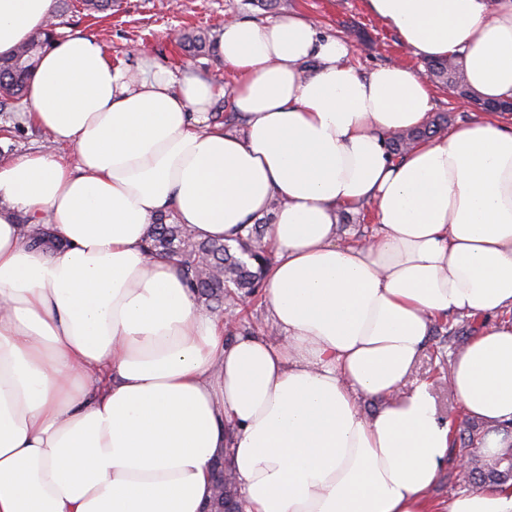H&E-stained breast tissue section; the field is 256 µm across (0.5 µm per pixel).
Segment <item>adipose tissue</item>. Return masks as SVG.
I'll use <instances>...</instances> for the list:
<instances>
[{
  "instance_id": "ef3b65f1",
  "label": "adipose tissue",
  "mask_w": 512,
  "mask_h": 512,
  "mask_svg": "<svg viewBox=\"0 0 512 512\" xmlns=\"http://www.w3.org/2000/svg\"><path fill=\"white\" fill-rule=\"evenodd\" d=\"M367 2L415 56L463 54L480 99H512V0ZM53 8L0 0V57ZM213 48L244 134L211 124L206 76L145 57L130 78L78 32L29 81L22 116L54 145L0 163V512H203L225 456L243 512H436L452 427L409 381L433 319L490 318L449 381L484 452L512 442V324L495 321L512 312L508 116L395 159L386 137L433 109L421 72L359 74L349 40L298 14L228 21ZM275 198L280 340H231L146 240L168 213L231 239ZM361 205L371 232L341 241L340 208ZM23 215L65 249L29 246ZM447 512H512V481Z\"/></svg>"
}]
</instances>
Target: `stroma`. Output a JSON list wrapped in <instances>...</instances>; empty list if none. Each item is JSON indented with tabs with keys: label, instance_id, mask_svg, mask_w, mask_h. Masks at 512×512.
I'll return each mask as SVG.
<instances>
[{
	"label": "stroma",
	"instance_id": "1",
	"mask_svg": "<svg viewBox=\"0 0 512 512\" xmlns=\"http://www.w3.org/2000/svg\"><path fill=\"white\" fill-rule=\"evenodd\" d=\"M294 13L305 16L322 35H338L351 41L355 50L349 64L359 73L391 64L419 70L422 59L413 55L398 35L368 11L365 0H292ZM56 31L65 35L82 33L95 37L121 66L136 68L148 56L172 69H189L209 76L225 86L236 83V74L213 50L188 56L172 38L174 30L194 29L216 36L230 19L261 21L271 10L252 0H117L104 12L85 10L82 0H56ZM16 101L0 106V157L16 156L44 146L46 132L15 119ZM442 345L429 336L426 349L413 373L414 380L430 383L440 418L460 416L458 401L448 389V377L438 371L437 356Z\"/></svg>",
	"mask_w": 512,
	"mask_h": 512
}]
</instances>
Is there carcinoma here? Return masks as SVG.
Returning <instances> with one entry per match:
<instances>
[{
  "instance_id": "1",
  "label": "carcinoma",
  "mask_w": 512,
  "mask_h": 512,
  "mask_svg": "<svg viewBox=\"0 0 512 512\" xmlns=\"http://www.w3.org/2000/svg\"><path fill=\"white\" fill-rule=\"evenodd\" d=\"M54 33L51 25L35 33L9 58H0V96L19 99L23 96L27 82L39 54ZM182 48L187 52H200L209 43L207 33L185 31L180 35ZM430 80L460 95H468L462 66L453 57L431 59L426 64ZM448 113L437 112L428 123L418 129L397 132L386 138L388 152L397 158L403 157L417 144L446 129ZM271 216L266 215L245 227L246 234L233 242L222 240H199L183 225L175 222L170 214L157 217L151 229L148 255L165 258L177 265L198 301L210 312L233 310L244 297L256 296L265 287V275L273 263V255L266 240ZM21 223L29 225V243L35 248L58 249L61 244L50 239L39 225L25 217ZM446 329L443 339L455 349L465 344L464 331L449 325H434V329ZM485 431L480 425L468 422L453 435L449 457H462L468 463V471L462 476L451 471L453 482L478 489L487 482L512 480V444L493 454H485L479 444ZM231 471L228 462L218 459L213 465V480L224 482V497L213 498L208 503L210 512H241L235 484L224 481L225 473Z\"/></svg>"
}]
</instances>
